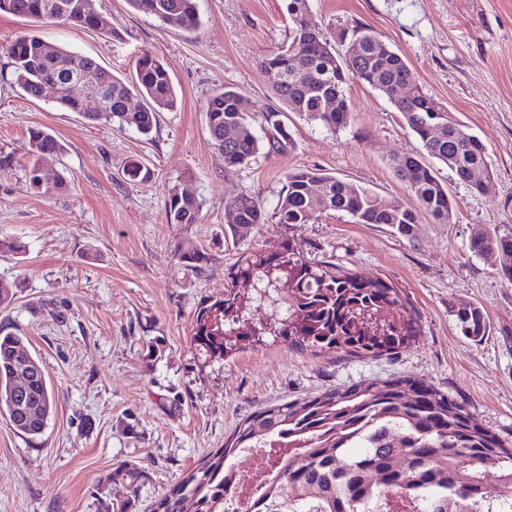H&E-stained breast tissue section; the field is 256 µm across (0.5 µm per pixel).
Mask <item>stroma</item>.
Here are the masks:
<instances>
[{
  "label": "stroma",
  "mask_w": 512,
  "mask_h": 512,
  "mask_svg": "<svg viewBox=\"0 0 512 512\" xmlns=\"http://www.w3.org/2000/svg\"><path fill=\"white\" fill-rule=\"evenodd\" d=\"M203 27L161 26L126 0H95L112 35L0 13V150L14 166L0 176V281L13 299L0 326L26 336L54 386L57 406L30 438L0 416V512H153L157 501L235 427L267 405L391 376L434 385L512 445V284L499 259L477 257L471 235L512 227V0H309L327 33L368 27L405 57L423 89L447 105L487 147L493 171L483 193L439 177L456 201L453 223L422 217L412 238L384 224H353L336 213L311 224H266L233 232L224 201L249 194L274 213L288 172L319 169L410 202L392 168L419 144L386 97L360 81L346 95L353 121L332 132L291 115L294 143L261 150L240 171L224 170L206 126L205 103L232 86L261 115L276 106L260 60L285 43V0H198ZM30 33L94 58L120 77L143 52L167 68L179 97L151 140L115 124H87L53 97L19 88L3 46ZM40 128L64 146L49 165L64 189L30 188L28 139ZM132 162L150 177L129 181ZM181 186L203 200L198 224H171L168 193ZM294 240L326 261L398 288L421 333L393 355L314 353L265 342L211 356L191 342L201 303L223 293L241 259ZM203 253L199 267L181 257ZM476 306L489 333L461 335L454 313ZM140 478L130 485L127 469Z\"/></svg>",
  "instance_id": "stroma-1"
}]
</instances>
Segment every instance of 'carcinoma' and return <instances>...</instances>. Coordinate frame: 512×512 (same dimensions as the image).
Segmentation results:
<instances>
[{
    "instance_id": "cac0c4a2",
    "label": "carcinoma",
    "mask_w": 512,
    "mask_h": 512,
    "mask_svg": "<svg viewBox=\"0 0 512 512\" xmlns=\"http://www.w3.org/2000/svg\"><path fill=\"white\" fill-rule=\"evenodd\" d=\"M291 28L284 54L275 48L260 61L274 95L286 111L310 123L336 131L353 120L345 88L357 79L385 95L399 112L420 149L393 159L397 177L416 201L405 206L373 190L350 184L315 169H296L286 183L276 212L268 215L259 200L240 194L224 200V223L234 229L254 228L274 218L277 224H309L331 212L343 213L356 224H385L404 238L426 214L436 224H451L454 202L438 177L434 162L448 167L457 182L479 193L491 176L487 149L448 107L426 93L407 61L366 28L341 29L334 41L310 19L308 0H286ZM129 7L164 26L195 31L202 25L197 0H127ZM0 12L32 23L56 20L76 27L104 29L95 0H0ZM347 45L345 55L336 44ZM18 86L30 97L74 63L112 92V111L90 112L80 98L58 100L65 109L90 123L104 121L151 136L159 113L177 108L178 97L164 64L149 53L140 56L132 79L119 77L89 56L19 35L7 47ZM401 86L404 95L397 94ZM142 98L143 106L128 110L127 102ZM284 111V112H286ZM284 112L270 110L262 122L270 132L268 145L280 151L293 145ZM244 97L225 86L206 103L210 139L224 159V171L248 167L262 144L250 123ZM64 147L52 135L29 132L32 162L29 184L62 183L44 165ZM203 202L174 186L167 201L170 224H196ZM470 251L480 257L497 253L502 278L512 283V231L485 229L471 236ZM252 285L241 291L237 283ZM271 308L267 325L235 330L247 321L254 304ZM461 334L480 341L487 322L477 307L456 312ZM243 342L274 336L302 350L336 349L346 356L362 353L393 355L414 340L419 319L400 291L381 279L366 278L349 269L312 264L288 240L275 254H259L237 265L231 286L196 313L191 341L199 350L224 355L230 347L224 334ZM35 369L28 395L39 412L36 421L16 418L11 403L20 361ZM57 403V393L40 362L24 345V337L0 329V414L30 438L40 436ZM288 437V447L278 439ZM274 450L277 480L293 487L288 512H378L374 503L390 492L388 512H512V448L481 427L464 405L431 385L409 377L375 379L325 391L302 402L264 407L245 419L224 448L207 456L157 502L155 512H183L192 499L196 512H229L224 501V467L243 448ZM495 484L486 482L488 468Z\"/></svg>"
}]
</instances>
